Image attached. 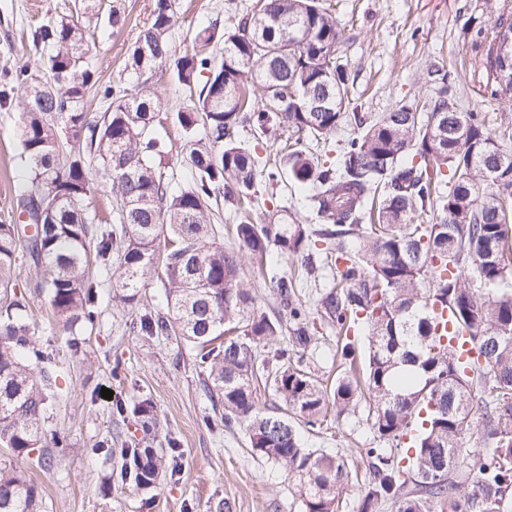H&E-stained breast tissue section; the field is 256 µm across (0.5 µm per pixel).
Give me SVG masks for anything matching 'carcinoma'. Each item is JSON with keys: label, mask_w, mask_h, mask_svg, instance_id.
Here are the masks:
<instances>
[{"label": "carcinoma", "mask_w": 512, "mask_h": 512, "mask_svg": "<svg viewBox=\"0 0 512 512\" xmlns=\"http://www.w3.org/2000/svg\"><path fill=\"white\" fill-rule=\"evenodd\" d=\"M76 13L120 28L125 15L102 0H78ZM175 0H154L152 18L133 44L126 68L136 83H99L79 21L47 17L33 43L49 74L15 67L0 99L23 90L19 134L30 176L20 206L29 222L0 220V446L42 469L63 438L48 429L60 395L51 357L36 348L26 322L27 296L16 289L18 263H32L55 318L71 329L98 320L99 283L91 269L119 267L116 287L135 300L154 267L157 241L169 247L157 278L167 313L144 314L139 330L194 345L208 364L204 387L214 415L205 426L242 427L251 451L295 481L304 512H340L349 480L346 459L302 447L300 429H319L328 406L336 417L363 408L376 446L360 512L389 503L395 512H512V131L493 137L485 112H464L448 87L424 105L360 112L339 63V24L321 0H255L231 27L213 20L195 45L172 52ZM508 44L507 62L498 54ZM223 44L222 52L207 51ZM483 84L512 105V17L500 15L484 40ZM196 98L172 111L188 145L191 181L174 187L163 165L169 154L154 130L161 109L149 80L157 71ZM262 91L255 103L249 91ZM293 88L299 101L288 99ZM107 103L92 119L88 91ZM321 103V110L310 108ZM263 135L287 129L294 140L279 163L261 161L238 129ZM353 133L330 153L326 142ZM81 146L60 159L61 143ZM110 181L116 208L102 222L90 210L98 169ZM288 177L319 227L288 215V207L235 227L238 248L216 241L220 201H251L256 185ZM433 224L415 223L423 213ZM359 239L357 250L348 247ZM300 260L306 275L324 270L317 293L323 323L346 335L337 347L338 375L327 391L304 357L316 327L301 299V279L281 275L272 253ZM276 288L288 327L259 311L241 276L243 254ZM449 311L471 345L465 361L441 346L434 308ZM286 345L264 351L276 337ZM263 382L275 401L256 403ZM133 414L145 433L159 426L145 399ZM490 444L487 453L465 446ZM121 480L148 489L170 461L139 444L121 449ZM43 491L26 471L0 463V512H43Z\"/></svg>", "instance_id": "carcinoma-1"}]
</instances>
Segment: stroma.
Segmentation results:
<instances>
[{"instance_id":"1","label":"stroma","mask_w":512,"mask_h":512,"mask_svg":"<svg viewBox=\"0 0 512 512\" xmlns=\"http://www.w3.org/2000/svg\"><path fill=\"white\" fill-rule=\"evenodd\" d=\"M254 0H176L171 41L176 50L193 46L201 23L232 26L241 8ZM503 0H323L340 23V56L350 76V93L366 112H388L420 104L448 83L460 107L489 116L492 134L512 126V109H501L478 89L482 34L501 15ZM153 0H118L127 15L117 31L100 25L91 66L100 81L124 84L131 45L149 24ZM74 0H0V78L24 61H36L32 33L47 16L67 17ZM17 97L0 102V218L16 208L19 185L27 176L17 135ZM100 283L99 321L88 331H65L50 322L49 300L35 287V269L20 266L16 284L27 293V320L37 344L51 353L64 391L49 429L65 436L54 449L50 470L32 471L44 492L46 512H215L219 501L233 512H303L294 483L278 466L252 453L239 427L208 430L211 412L202 380L204 368L192 344L170 336H142L131 325L147 312H165L157 276H149L134 303L119 299L112 273L96 272ZM317 325V348L308 352L311 370L325 385L336 380L334 328ZM78 348H71V341ZM112 399L101 396L102 389ZM151 400L160 423L154 448L176 446L180 472L144 491L118 482L121 447L142 439L134 416L115 414L117 404L134 407ZM108 442L114 453H94ZM372 435L363 413L328 415L320 433L304 434L303 445L342 455L351 470H364Z\"/></svg>"}]
</instances>
